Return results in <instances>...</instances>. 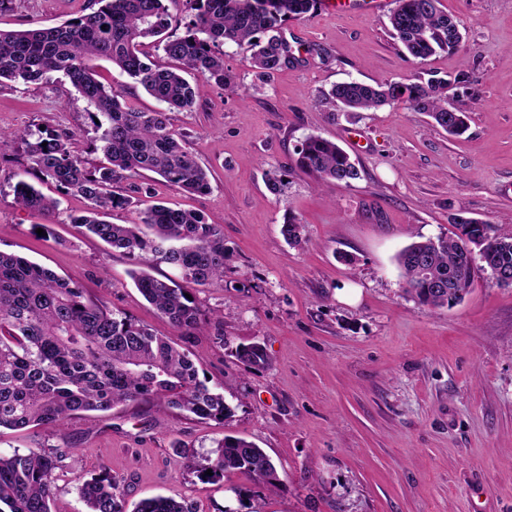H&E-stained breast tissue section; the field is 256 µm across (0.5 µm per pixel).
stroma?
<instances>
[{
  "label": "stroma",
  "mask_w": 512,
  "mask_h": 512,
  "mask_svg": "<svg viewBox=\"0 0 512 512\" xmlns=\"http://www.w3.org/2000/svg\"><path fill=\"white\" fill-rule=\"evenodd\" d=\"M92 0H6L0 30L52 27ZM460 23L458 50L409 59L386 15L315 8L282 33L295 59L259 81L246 48L224 49L238 91L207 87L189 111L170 112L210 188L188 193L155 179L110 222H136L152 201L201 213L224 234L223 287L196 286L218 328L182 336L135 288L139 262L71 224L88 203L30 172L22 145L0 153V251L46 267L191 353L223 385L225 423L150 404L76 415L59 426L0 432V453L54 448L53 512H86L81 485L100 469L127 503L163 495L193 512H512V286L477 272L461 302L422 306L401 288L397 254L416 236L453 235L455 216L512 221V0H440ZM448 81V103L468 113L459 137L399 103L358 115L322 103L346 81ZM73 131V151L97 165L98 133L65 78L0 85V132ZM362 136L354 147L349 135ZM336 142L355 161L349 183H316L295 166L306 136ZM282 192L268 186L271 175ZM59 199L52 214L20 208L18 180ZM305 229L288 244L281 228ZM55 235L38 236L37 225ZM260 343L269 364L237 357ZM233 435L262 448L280 485L247 476L201 477L188 460Z\"/></svg>",
  "instance_id": "obj_1"
}]
</instances>
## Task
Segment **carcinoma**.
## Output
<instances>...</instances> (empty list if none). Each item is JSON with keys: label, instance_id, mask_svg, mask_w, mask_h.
Returning a JSON list of instances; mask_svg holds the SVG:
<instances>
[{"label": "carcinoma", "instance_id": "cac0c4a2", "mask_svg": "<svg viewBox=\"0 0 512 512\" xmlns=\"http://www.w3.org/2000/svg\"><path fill=\"white\" fill-rule=\"evenodd\" d=\"M93 11L57 26L0 30V83L48 82L67 78L92 108L100 131L94 150L106 164L90 169L71 149L75 133H44L28 128L0 133V151L19 140L41 181L81 196L89 208L70 223L114 250L145 263H166L181 272L182 282L159 279L144 269L131 272L140 293L180 335L204 330L211 322L185 296L189 286H224V234L203 215L163 204L140 213L136 224H113L107 212L125 209L131 197L114 190L118 181L142 171L155 173L188 192L209 189L207 173L189 148L186 135L173 129L165 111L145 112L128 101V87L107 86L90 65L105 59L168 109L189 111L203 88L236 87L224 68L219 47L234 43L252 51L253 67L267 80L291 63V48L281 29L315 9L318 0H189L193 21L174 36L173 16L164 0H95ZM388 16L405 56L425 59L459 45L457 19L442 11L439 0H394ZM151 45L172 61L161 65L144 47ZM322 99L342 112H365L402 102L427 114L433 126L450 135L466 128L467 113L448 108V80L415 75L408 82L334 85ZM47 146H42V143ZM297 166L319 183L358 178L350 156L336 142L309 135L297 150ZM16 203L25 210L52 212L59 201L21 179ZM453 237L414 241L397 257L402 288L420 305L443 308L462 300L476 271L512 274V232L474 218L454 219ZM302 224L292 215L282 233L290 243L301 239ZM252 368L268 365L255 342L237 351ZM134 402H152L160 412L225 421L232 410L224 385H208L189 352L157 336L86 289L23 257L0 251V429L59 425L83 412L109 411ZM61 456L30 448L0 455V512H52L55 472ZM242 473L259 485L276 487L270 457L255 443L226 435L200 472ZM81 498L87 512H127L123 493L103 469L86 481ZM132 512H192L172 498L140 501Z\"/></svg>", "mask_w": 512, "mask_h": 512}]
</instances>
